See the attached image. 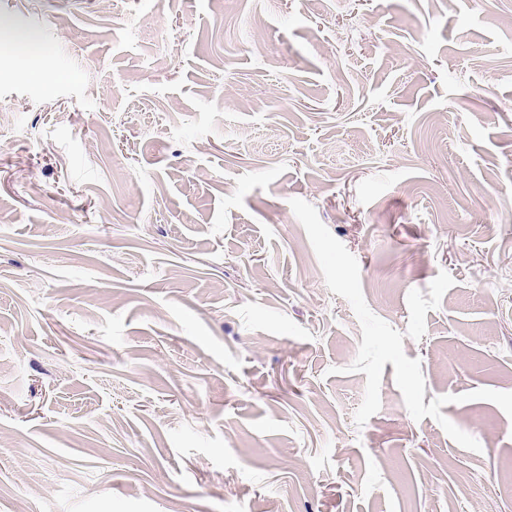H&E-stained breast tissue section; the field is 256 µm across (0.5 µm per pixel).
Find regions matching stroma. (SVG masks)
I'll return each mask as SVG.
<instances>
[{
    "label": "stroma",
    "instance_id": "stroma-1",
    "mask_svg": "<svg viewBox=\"0 0 512 512\" xmlns=\"http://www.w3.org/2000/svg\"><path fill=\"white\" fill-rule=\"evenodd\" d=\"M0 512H512V418L381 407L351 305L455 280L424 399L512 392V0H0Z\"/></svg>",
    "mask_w": 512,
    "mask_h": 512
}]
</instances>
